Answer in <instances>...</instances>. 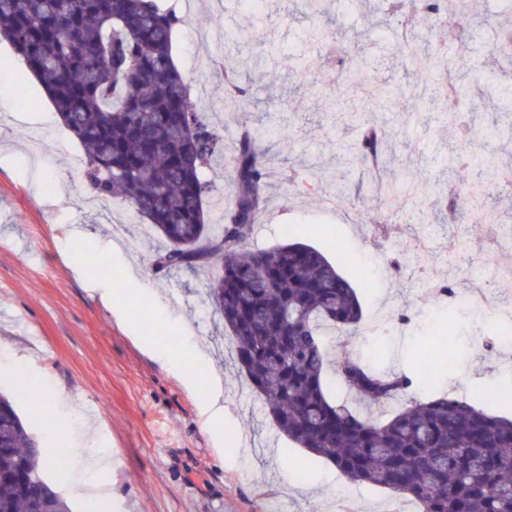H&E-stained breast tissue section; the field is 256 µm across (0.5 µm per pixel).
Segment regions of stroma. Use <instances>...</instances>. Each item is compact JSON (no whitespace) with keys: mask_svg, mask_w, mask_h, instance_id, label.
Returning a JSON list of instances; mask_svg holds the SVG:
<instances>
[{"mask_svg":"<svg viewBox=\"0 0 512 512\" xmlns=\"http://www.w3.org/2000/svg\"><path fill=\"white\" fill-rule=\"evenodd\" d=\"M184 18L174 37V60L206 119L222 128L224 152L207 171L215 184L213 223L234 195L233 155L245 125L263 136L270 161L268 201L251 240L268 248L292 228L296 241L323 250L356 288L365 320L385 319L382 333L339 330L324 342L335 355L352 354L383 372H410L418 353L446 318H454L455 365L437 372L403 396L374 407L380 418L413 400L452 395L486 412L512 417L496 403L497 391L512 392V279L496 282L481 300L455 307L441 303L429 280L450 276L448 246L487 243L482 224H425L402 215L388 235L372 225L379 201L360 166L336 158V142L353 137L335 125V74L358 61L394 91L413 93L429 81L432 58L447 46L452 62L477 70L498 65L491 36L512 21V0H481V25L449 39L447 24L415 10L414 55L400 53L394 24L383 23L386 0H371V13L349 0H322L321 16L296 14L297 0H177ZM334 36L322 44L303 32L319 21ZM483 117H459L447 125L433 110L403 126L393 149L391 177L418 176L426 192L454 195L468 178L448 166ZM338 174L353 214L332 208L330 186L320 169ZM78 142L62 126L45 91L28 74L9 43H0V390L8 392L23 361L30 378L48 380L70 396L72 424L98 423L101 447L117 464L110 494L118 512H418L417 503L384 489L345 478L330 462L308 454L280 435L247 378L234 361L224 322L208 301L210 275L186 270L158 272L151 255L160 240L139 222L128 204L86 201ZM333 227L329 243L318 229ZM426 246V272L411 257ZM402 257L400 271L389 263ZM137 270V283L114 282L100 267ZM132 291L134 301L107 309L108 290ZM168 298L164 310L150 298ZM408 324H400V317ZM191 328L178 334V323ZM491 350L478 349L476 337ZM203 351V364L224 380V430L208 428L201 407L207 386L186 388L166 362L186 340ZM251 442L242 457L241 438Z\"/></svg>","mask_w":512,"mask_h":512,"instance_id":"1","label":"stroma"}]
</instances>
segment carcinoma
<instances>
[{
  "label": "carcinoma",
  "mask_w": 512,
  "mask_h": 512,
  "mask_svg": "<svg viewBox=\"0 0 512 512\" xmlns=\"http://www.w3.org/2000/svg\"><path fill=\"white\" fill-rule=\"evenodd\" d=\"M181 23L175 7L161 0H0V41L43 84L77 139L91 191L124 198L164 241L154 268H222L209 281L208 298L279 432L349 480L416 501L419 512H512V419L448 395L414 401L380 420L326 393L324 376L332 371L361 402L398 398L422 371L447 365L453 321L441 325L438 341L426 346L421 369L412 375L376 373L349 354L330 356L325 330L352 333L363 322L356 289L311 245L286 241L261 251L249 248L268 175L267 153L250 129L233 156L234 198L223 223H210L208 203L216 188L206 169L223 137L194 106L174 62L173 38ZM494 50L512 52L511 25L500 28ZM460 71L475 84L512 80L509 68ZM341 86L358 136L336 143V153L347 163L373 159L379 167L391 134L376 122L378 114L417 118L426 98L461 93L444 69L424 93L408 98L358 77L355 64L341 75ZM456 164L489 174L498 169L492 154L449 156L448 165ZM380 182L382 208L375 223H391L394 210L428 212L429 223L447 222L418 182ZM464 201L460 220L491 213L478 178L465 187ZM448 265L459 278L472 272L461 250L448 252ZM35 397L28 380L0 393V512H73L43 474L58 449L40 444L18 412Z\"/></svg>",
  "instance_id": "1"
}]
</instances>
